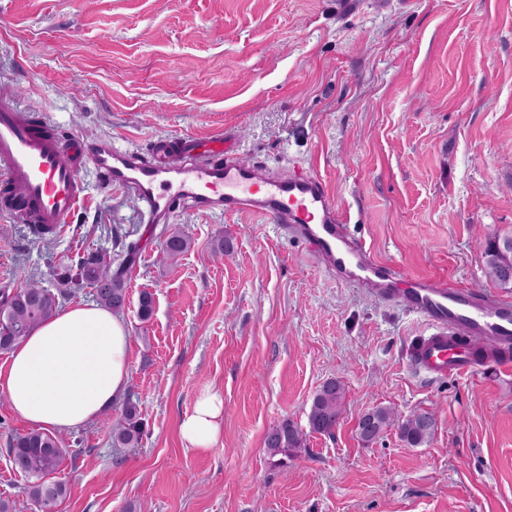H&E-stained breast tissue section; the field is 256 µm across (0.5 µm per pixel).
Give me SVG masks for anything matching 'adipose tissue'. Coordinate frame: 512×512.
I'll list each match as a JSON object with an SVG mask.
<instances>
[{
  "mask_svg": "<svg viewBox=\"0 0 512 512\" xmlns=\"http://www.w3.org/2000/svg\"><path fill=\"white\" fill-rule=\"evenodd\" d=\"M129 336L112 312L78 305L36 327L0 366V390L14 411L42 428L84 424L122 400L129 381ZM224 398L207 389L181 421L188 446L212 448L223 431Z\"/></svg>",
  "mask_w": 512,
  "mask_h": 512,
  "instance_id": "ef3b65f1",
  "label": "adipose tissue"
}]
</instances>
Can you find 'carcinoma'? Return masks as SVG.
Listing matches in <instances>:
<instances>
[{"label": "carcinoma", "instance_id": "obj_1", "mask_svg": "<svg viewBox=\"0 0 512 512\" xmlns=\"http://www.w3.org/2000/svg\"><path fill=\"white\" fill-rule=\"evenodd\" d=\"M191 246L184 235L173 232L163 245V258L173 260ZM483 257L487 277L505 291H512V233H498L486 240ZM130 260L112 268V259L101 252H91L82 258L75 274L63 281V287L51 291L39 285L33 274L24 276L22 288L0 290V352H8L21 344L39 324L53 318L73 287L91 289L98 305L119 314L127 304L125 276ZM345 387L341 381L330 379L323 383L312 398L308 413L311 433L332 434L342 415ZM368 429L360 431L361 440L370 444L389 429L398 431L400 439L410 447H420L434 434L435 419L428 411H416L398 416L388 408L378 406L360 418ZM112 446L137 448L142 440V423L138 407L126 400L119 418L109 422ZM306 432L290 418L273 426L265 438L270 455L292 454L303 447ZM67 449L56 435L32 430L8 441L7 454L12 469L27 478L26 494L38 512H53L58 500L67 495L63 482H49L46 477L57 472L63 464Z\"/></svg>", "mask_w": 512, "mask_h": 512}]
</instances>
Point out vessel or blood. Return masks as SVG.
Wrapping results in <instances>:
<instances>
[{
  "label": "vessel or blood",
  "instance_id": "vessel-or-blood-1",
  "mask_svg": "<svg viewBox=\"0 0 512 512\" xmlns=\"http://www.w3.org/2000/svg\"><path fill=\"white\" fill-rule=\"evenodd\" d=\"M237 138L162 139L147 150H118L111 137L63 134L48 116L0 96V213L57 235L86 199L84 173L134 194L144 218L167 223L181 208L250 213L309 245L337 282L359 283L375 299L422 319L428 332L410 357L428 378L468 374L488 363L512 365V299L405 274L376 258L351 233L320 175L294 167L269 172L240 162Z\"/></svg>",
  "mask_w": 512,
  "mask_h": 512
}]
</instances>
